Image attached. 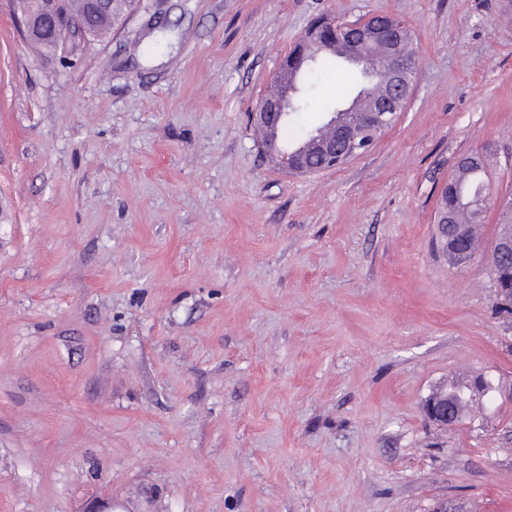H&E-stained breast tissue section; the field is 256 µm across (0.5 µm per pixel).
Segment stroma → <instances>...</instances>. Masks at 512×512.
Returning a JSON list of instances; mask_svg holds the SVG:
<instances>
[{"instance_id":"35a3bbf8","label":"stroma","mask_w":512,"mask_h":512,"mask_svg":"<svg viewBox=\"0 0 512 512\" xmlns=\"http://www.w3.org/2000/svg\"><path fill=\"white\" fill-rule=\"evenodd\" d=\"M0 0V512H512V314L434 215L512 194V0H144L60 55ZM404 19L410 97L296 175L254 134L317 17ZM345 81L317 75L297 127ZM494 386L451 430L460 360ZM489 174L484 159L481 165L475 167L471 166L463 171H458L455 168L454 173L448 179V184L445 185L441 193V203L438 214L444 203L448 202V210L452 212L455 224H458L453 227V232L461 241L466 243L471 257L478 250L475 240V229L481 227L485 219V215L483 218L477 219L473 211H475L477 215L482 216L491 195L472 201L470 207L473 211L469 207V201L484 195L490 188ZM452 185L455 187V191L450 190L447 195ZM463 215L468 218L467 222L461 221L460 217ZM448 225L453 224H448L446 219L443 220L442 224H437L436 242L440 248L447 250L448 258L454 264L462 265L470 258L468 250L464 248L460 240L448 234ZM470 380L471 379L460 382L452 381L450 384H448V389H442L433 393L429 397L430 400H428L425 404V413L428 419L431 420L432 422L448 427V415L450 412V410L448 409V399H431L435 396L442 397L445 392L448 393V398H451L450 402L453 404L452 414L456 415L458 419H460V422H462L463 419L471 418L472 411L477 409H483L484 407H486L488 404L486 401H483V404L479 405V403L461 401L460 399L455 397V394L459 393L463 387L464 389L467 388V382Z\"/></svg>"}]
</instances>
